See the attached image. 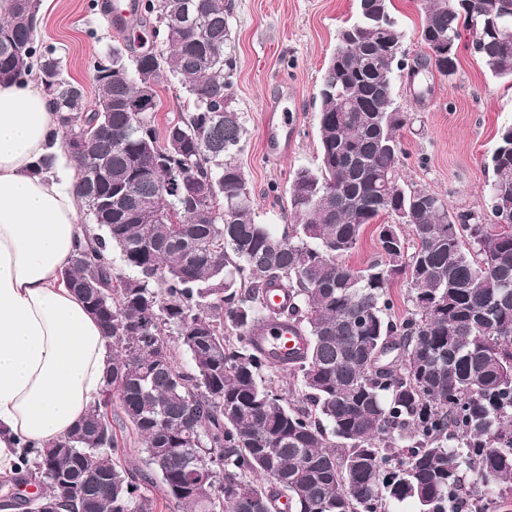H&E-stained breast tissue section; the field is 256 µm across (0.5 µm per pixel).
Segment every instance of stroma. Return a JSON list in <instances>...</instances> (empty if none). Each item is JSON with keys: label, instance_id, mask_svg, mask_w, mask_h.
<instances>
[{"label": "stroma", "instance_id": "35a3bbf8", "mask_svg": "<svg viewBox=\"0 0 512 512\" xmlns=\"http://www.w3.org/2000/svg\"><path fill=\"white\" fill-rule=\"evenodd\" d=\"M41 0L39 38L55 45L69 76L91 87L95 59L108 46L134 41L138 30L111 24L98 0ZM231 50L237 60L232 92L244 124L238 157L255 197V219L284 231L289 175L314 166L318 138L316 102L324 66L336 47L339 29L354 13L356 0H231ZM408 56L422 51L419 40L426 0H392ZM453 75L430 72V93L416 101L406 79L396 82L397 101L407 115L399 131L403 183L433 191L457 214L488 210L486 184L493 173L483 166L498 129L512 124V84L491 77L467 41L457 48ZM297 121L288 152H266L263 127L272 113Z\"/></svg>", "mask_w": 512, "mask_h": 512}]
</instances>
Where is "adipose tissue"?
<instances>
[{
  "label": "adipose tissue",
  "instance_id": "1",
  "mask_svg": "<svg viewBox=\"0 0 512 512\" xmlns=\"http://www.w3.org/2000/svg\"><path fill=\"white\" fill-rule=\"evenodd\" d=\"M60 137L48 95L0 84V473L18 442L66 437L104 385L101 327L62 279L83 231L75 165L61 151L35 171Z\"/></svg>",
  "mask_w": 512,
  "mask_h": 512
}]
</instances>
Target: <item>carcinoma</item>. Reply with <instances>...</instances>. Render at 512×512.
<instances>
[{"mask_svg": "<svg viewBox=\"0 0 512 512\" xmlns=\"http://www.w3.org/2000/svg\"><path fill=\"white\" fill-rule=\"evenodd\" d=\"M390 6L356 11L319 86L314 168L290 174L282 235L254 217L237 156L245 128L232 93L229 0H144L137 24L162 38L154 55L112 46L93 64L95 108L38 38L40 0H7L0 82L35 79L53 101L63 147L100 127L76 159L88 222L62 272L101 324L103 394L72 432L25 463L38 494L4 495L26 512H152L149 475L121 461L116 411L134 429L166 496L185 512H493L512 494V125L497 132L489 213L456 216L444 198L399 176L406 116L394 85L403 34ZM471 48L512 79V0H429V37ZM186 92L156 124L157 81ZM151 90L153 109L133 107ZM224 108V119H212ZM206 188L190 196L183 185ZM112 197V209L89 195ZM380 260L341 258L368 224ZM119 248L124 276L112 265ZM407 277L412 309L389 318L390 283ZM288 289V313L264 306ZM287 321L304 342L284 368L253 341ZM190 359L179 361L178 352ZM291 388L277 384L282 371ZM473 480L462 488L463 474Z\"/></svg>", "mask_w": 512, "mask_h": 512, "instance_id": "obj_1", "label": "carcinoma"}]
</instances>
